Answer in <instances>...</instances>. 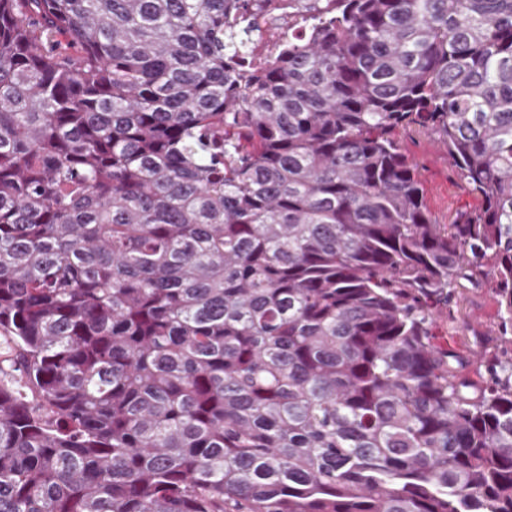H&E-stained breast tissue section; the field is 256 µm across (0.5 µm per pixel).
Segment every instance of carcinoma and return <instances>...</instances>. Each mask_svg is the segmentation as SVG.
Masks as SVG:
<instances>
[{
    "mask_svg": "<svg viewBox=\"0 0 512 512\" xmlns=\"http://www.w3.org/2000/svg\"><path fill=\"white\" fill-rule=\"evenodd\" d=\"M1 338L0 512H512V0H0ZM400 144L403 153L419 167L424 202L438 224H448L457 212L478 207V198L457 178L437 135L404 134ZM450 306L435 319L432 332L435 343L464 359L463 372L479 381L476 362L485 351L483 336H495L499 306L494 294L492 279L477 283L461 280Z\"/></svg>",
    "mask_w": 512,
    "mask_h": 512,
    "instance_id": "obj_1",
    "label": "carcinoma"
}]
</instances>
